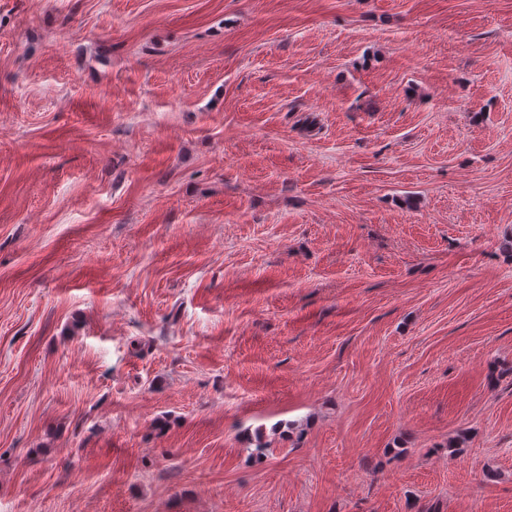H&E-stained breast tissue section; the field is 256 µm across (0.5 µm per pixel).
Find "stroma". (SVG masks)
I'll return each instance as SVG.
<instances>
[{
  "label": "stroma",
  "instance_id": "35a3bbf8",
  "mask_svg": "<svg viewBox=\"0 0 512 512\" xmlns=\"http://www.w3.org/2000/svg\"><path fill=\"white\" fill-rule=\"evenodd\" d=\"M0 512H512V0H0Z\"/></svg>",
  "mask_w": 512,
  "mask_h": 512
}]
</instances>
